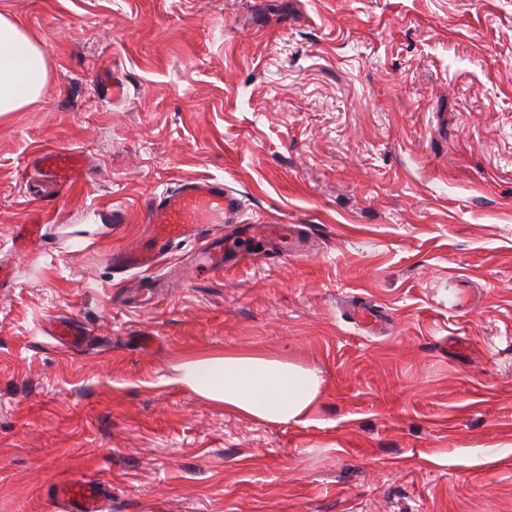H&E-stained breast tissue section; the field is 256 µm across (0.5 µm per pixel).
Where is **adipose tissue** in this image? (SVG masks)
<instances>
[{
  "label": "adipose tissue",
  "mask_w": 512,
  "mask_h": 512,
  "mask_svg": "<svg viewBox=\"0 0 512 512\" xmlns=\"http://www.w3.org/2000/svg\"><path fill=\"white\" fill-rule=\"evenodd\" d=\"M46 84L38 41L0 14V114L39 101ZM176 370L177 383L199 397L271 424L310 422L324 390L317 370L251 351L190 356Z\"/></svg>",
  "instance_id": "1"
}]
</instances>
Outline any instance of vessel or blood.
<instances>
[{
	"instance_id": "obj_1",
	"label": "vessel or blood",
	"mask_w": 512,
	"mask_h": 512,
	"mask_svg": "<svg viewBox=\"0 0 512 512\" xmlns=\"http://www.w3.org/2000/svg\"><path fill=\"white\" fill-rule=\"evenodd\" d=\"M40 160L60 184L70 185L81 174L82 162L74 151L49 149L41 154ZM240 206V198L221 180L184 181L150 203L146 213L150 226L149 246L125 249L118 259L126 269L147 271L177 243L199 238L206 226L234 221ZM55 496L62 505L61 512H106L102 491L90 483H61Z\"/></svg>"
}]
</instances>
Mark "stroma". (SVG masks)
<instances>
[{
    "label": "stroma",
    "instance_id": "obj_1",
    "mask_svg": "<svg viewBox=\"0 0 512 512\" xmlns=\"http://www.w3.org/2000/svg\"><path fill=\"white\" fill-rule=\"evenodd\" d=\"M38 41L41 102L0 115V512H512V0H0ZM120 78L125 95L104 98ZM77 152L57 188L38 164ZM223 180L276 253L153 267L150 202ZM123 221L109 223L112 212ZM24 224L49 240L17 246ZM386 308L371 336L350 302ZM86 335L60 344L52 322ZM318 369L310 423L175 383L190 353ZM40 161L49 173L65 187L73 183L81 174V159L72 150L48 149L41 154ZM55 497L62 504V512H107L102 491L92 483H61Z\"/></svg>",
    "mask_w": 512,
    "mask_h": 512
}]
</instances>
